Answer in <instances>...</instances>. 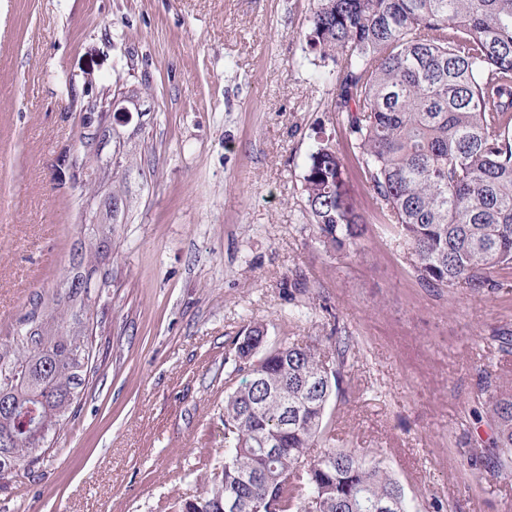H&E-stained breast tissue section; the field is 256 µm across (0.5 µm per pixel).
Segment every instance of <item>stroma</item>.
Wrapping results in <instances>:
<instances>
[{"label":"stroma","instance_id":"obj_1","mask_svg":"<svg viewBox=\"0 0 512 512\" xmlns=\"http://www.w3.org/2000/svg\"><path fill=\"white\" fill-rule=\"evenodd\" d=\"M315 0H0V344L71 275L93 280L95 371L0 512H168L224 462V400L267 344L350 337L328 415L336 444L402 485L410 512H512V464L476 422L482 379L512 390V270L502 288L425 286L334 113L336 75L299 33ZM113 119L123 168L77 153L87 104ZM329 136L366 220L334 254L306 224L307 156ZM119 197L117 217L108 214ZM111 225L84 228L89 212Z\"/></svg>","mask_w":512,"mask_h":512}]
</instances>
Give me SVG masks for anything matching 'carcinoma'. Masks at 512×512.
I'll list each match as a JSON object with an SVG mask.
<instances>
[{
  "label": "carcinoma",
  "instance_id": "carcinoma-1",
  "mask_svg": "<svg viewBox=\"0 0 512 512\" xmlns=\"http://www.w3.org/2000/svg\"><path fill=\"white\" fill-rule=\"evenodd\" d=\"M305 34L336 65L345 138L382 223L409 247L431 288L495 286L512 268V0H317ZM348 168L329 141L309 154L304 217L329 252L358 249L363 217L345 189ZM91 279L56 290L47 324L27 317L13 351L0 346V395L31 404L40 434L0 410V476L37 458L75 413L92 371ZM283 344L257 354L265 328L235 342L248 380L224 401V464L176 512H225L236 499L260 512H408L404 489L376 459L335 448L327 409L340 393L350 340ZM493 447L512 453V391L487 381ZM324 445L309 457L314 445Z\"/></svg>",
  "mask_w": 512,
  "mask_h": 512
}]
</instances>
